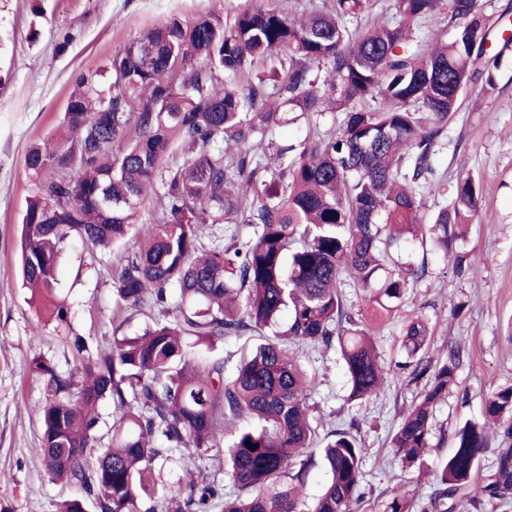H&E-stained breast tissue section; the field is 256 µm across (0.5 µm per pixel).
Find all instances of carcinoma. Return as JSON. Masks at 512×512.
I'll use <instances>...</instances> for the list:
<instances>
[{
    "mask_svg": "<svg viewBox=\"0 0 512 512\" xmlns=\"http://www.w3.org/2000/svg\"><path fill=\"white\" fill-rule=\"evenodd\" d=\"M373 6L333 0L298 16L249 7L225 22L212 13L162 19L104 68L79 72L56 135L27 150L34 190L17 241L19 281L47 302L45 319L60 329L70 326L57 279L69 241L119 244L147 199H164L144 236L113 259L116 306L157 311L153 325L96 350L75 337L67 375L32 359L49 393L41 460L51 478L79 491L56 512H83L86 498L98 512H210L221 497L215 482L171 483L156 462L173 452L202 460L227 434L224 474L236 493L224 496L223 512H351L358 501L359 422L320 433L310 415L316 380L295 346L340 347L350 403L389 390L373 326L394 319L409 281L427 273L401 262L398 249L423 230L448 252L462 226L478 223L481 187L469 175L430 216L425 200L444 196L434 156L466 85L494 90V70L512 46L502 36L487 56L491 33L508 30L507 11L495 18L477 0H395L392 20L346 26ZM433 18L450 39L418 36ZM272 59L292 110L340 112L338 131L297 145L274 140L271 93L252 80ZM220 224H248L253 235L223 244ZM347 278L359 292L356 309L344 300ZM284 312L286 330L262 334ZM229 336L244 339L232 373L223 359L188 358L189 347ZM396 341V368L425 382L392 438L412 468L429 447L434 409L455 386L462 351L450 345L434 361L421 316L403 320ZM104 403L112 404L111 437L98 449ZM453 439L428 512L511 500L512 386L491 390L481 418ZM317 451L328 480L310 506L306 477ZM489 451L494 468L475 489ZM156 498L160 506L142 509ZM413 508L412 497L396 493L385 512Z\"/></svg>",
    "mask_w": 512,
    "mask_h": 512,
    "instance_id": "1",
    "label": "carcinoma"
}]
</instances>
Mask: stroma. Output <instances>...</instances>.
Returning a JSON list of instances; mask_svg holds the SVG:
<instances>
[{
    "mask_svg": "<svg viewBox=\"0 0 512 512\" xmlns=\"http://www.w3.org/2000/svg\"><path fill=\"white\" fill-rule=\"evenodd\" d=\"M330 0H0V512H55L69 486L53 481L38 455L39 413L46 381L29 369L33 353L58 371L72 366L65 335L40 324L29 292L15 280L18 229L34 184L24 166L30 145L57 126L80 71L96 67L132 37L169 15L190 20L213 12L232 16L245 7H274L294 15ZM450 142L434 158L448 183L472 175L483 194L482 221L457 241L463 273L434 245L409 259L426 263L428 274L408 291L406 314L425 317L433 331L431 351L446 356L459 346L463 360L456 384L434 411L430 449L422 469H403L389 446L404 407L417 401L422 385L394 376L384 396L347 403V379L339 348L305 349L302 363L318 380L316 414L335 425H361L365 481L354 512H384L392 492L413 494L426 505L432 473L452 453V433L479 418L495 386L512 385V49L497 73L494 91L471 85L466 103L448 127ZM112 254L72 240L58 278L71 307V329L89 343L110 345L114 331L134 336L145 314L116 312Z\"/></svg>",
    "mask_w": 512,
    "mask_h": 512,
    "instance_id": "stroma-1",
    "label": "stroma"
}]
</instances>
